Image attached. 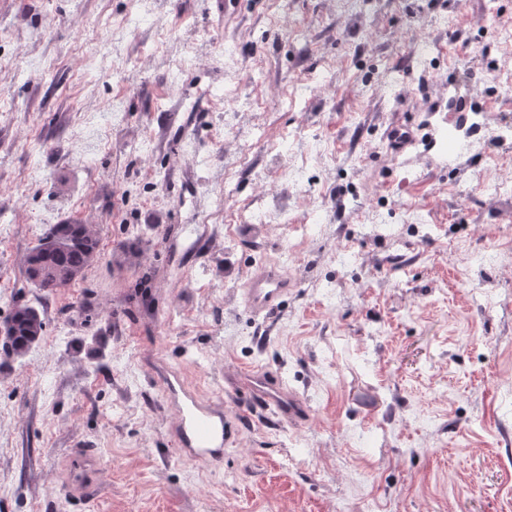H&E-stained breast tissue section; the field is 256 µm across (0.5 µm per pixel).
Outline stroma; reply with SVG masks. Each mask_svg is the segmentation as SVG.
<instances>
[{
  "mask_svg": "<svg viewBox=\"0 0 512 512\" xmlns=\"http://www.w3.org/2000/svg\"><path fill=\"white\" fill-rule=\"evenodd\" d=\"M131 2L0 0V321L46 320L0 362V512H512V0H158L140 24ZM270 179L274 224L249 206ZM72 218L99 259L43 296L27 227ZM202 223L224 240L194 260ZM276 262L288 299L251 317L247 274ZM251 366L309 422L251 418L220 468L178 456L161 373L209 396ZM45 333V320L41 312L28 303L18 302L11 315L0 326L2 347L9 355H26Z\"/></svg>",
  "mask_w": 512,
  "mask_h": 512,
  "instance_id": "obj_1",
  "label": "stroma"
}]
</instances>
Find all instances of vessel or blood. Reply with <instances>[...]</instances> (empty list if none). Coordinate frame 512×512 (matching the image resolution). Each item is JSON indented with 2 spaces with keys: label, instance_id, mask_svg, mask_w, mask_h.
Listing matches in <instances>:
<instances>
[{
  "label": "vessel or blood",
  "instance_id": "obj_1",
  "mask_svg": "<svg viewBox=\"0 0 512 512\" xmlns=\"http://www.w3.org/2000/svg\"><path fill=\"white\" fill-rule=\"evenodd\" d=\"M288 294V279L277 265L259 267L250 276L245 290V306L256 317L275 310ZM228 384L245 414H273L286 425L296 427L308 417L303 401L288 392L280 378L256 367L228 377ZM166 400L175 415L180 453L193 460L219 467L224 449L232 441L239 423L224 405L223 396H198L183 386L178 373L165 376Z\"/></svg>",
  "mask_w": 512,
  "mask_h": 512
}]
</instances>
